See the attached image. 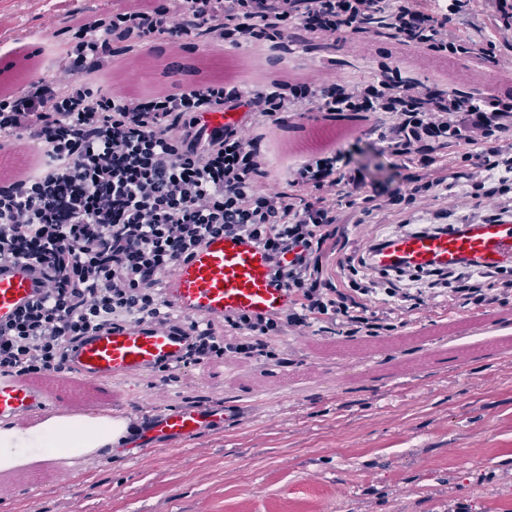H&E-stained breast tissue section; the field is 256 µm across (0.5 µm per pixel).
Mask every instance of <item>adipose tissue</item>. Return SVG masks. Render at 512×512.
I'll return each mask as SVG.
<instances>
[{
  "label": "adipose tissue",
  "instance_id": "ef3b65f1",
  "mask_svg": "<svg viewBox=\"0 0 512 512\" xmlns=\"http://www.w3.org/2000/svg\"><path fill=\"white\" fill-rule=\"evenodd\" d=\"M129 422L109 414L55 413L35 425H0V469L21 466L67 450L78 457L127 439Z\"/></svg>",
  "mask_w": 512,
  "mask_h": 512
}]
</instances>
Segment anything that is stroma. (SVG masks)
Listing matches in <instances>:
<instances>
[{"label":"stroma","mask_w":512,"mask_h":512,"mask_svg":"<svg viewBox=\"0 0 512 512\" xmlns=\"http://www.w3.org/2000/svg\"><path fill=\"white\" fill-rule=\"evenodd\" d=\"M124 0H0V73L39 61L52 80L51 51L72 38L71 13L120 9ZM371 53L343 58L336 78L368 81L392 49L371 37ZM367 191L403 186L407 173L369 130L339 141ZM346 251L399 224H476L498 202L459 185L415 214L346 208ZM387 307L401 329L351 360L316 347V336L285 332L284 364L254 373L229 367L178 370L177 382L149 376L117 381L114 416L141 426L157 408L198 396L238 411L237 425L204 427L182 445L92 453L62 485L47 474L0 492V512H512V303L452 307L447 297L407 311Z\"/></svg>","instance_id":"obj_1"}]
</instances>
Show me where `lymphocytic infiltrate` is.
Segmentation results:
<instances>
[{
	"mask_svg": "<svg viewBox=\"0 0 512 512\" xmlns=\"http://www.w3.org/2000/svg\"><path fill=\"white\" fill-rule=\"evenodd\" d=\"M474 13L472 0H440L429 12L412 0H128L116 12L73 11L75 41L54 80L0 96V261L31 262L48 285L39 303L0 329V375L56 374L69 350L105 325L168 319L158 276L213 234L243 232L262 243L297 303L284 318L195 326L185 369L278 360L274 337L316 323L326 326L325 348L372 345L398 331L375 304L381 294L410 311L440 293L462 307L511 302L512 279L499 267L465 260L448 270H379L371 256L390 245L387 236L341 253L342 215L326 200L337 189L348 207L402 214L459 180L474 198L512 195V96L487 92L477 69L468 91L447 88L450 61L486 53L450 29L454 16ZM197 34L228 54L295 44L358 56L370 35L390 39L396 54L367 82L323 78L336 64L329 56L320 72L286 67L256 82L145 81L116 94L92 79L118 65L145 71L135 48ZM423 61L442 67L443 87L408 77ZM215 105L245 110L257 134L228 129L201 140L197 116ZM288 112L361 121L385 113L377 138L410 167L404 188L363 195L362 173L345 171L343 154L330 149L299 155L288 189L261 192L270 176L263 132ZM449 147L455 154L442 161Z\"/></svg>",
	"mask_w": 512,
	"mask_h": 512,
	"instance_id": "obj_1",
	"label": "lymphocytic infiltrate"
}]
</instances>
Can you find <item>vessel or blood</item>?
Listing matches in <instances>:
<instances>
[{"instance_id":"1","label":"vessel or blood","mask_w":512,"mask_h":512,"mask_svg":"<svg viewBox=\"0 0 512 512\" xmlns=\"http://www.w3.org/2000/svg\"><path fill=\"white\" fill-rule=\"evenodd\" d=\"M245 126L243 113L220 108L200 113L197 122L205 138ZM356 131L353 124L314 121L306 138L290 140L289 145L295 152H310ZM467 257L485 266L511 263L512 221H484L462 233L404 232L375 255L374 263L381 269L402 263L413 268L451 267ZM158 286L170 312L168 320L104 326L70 351L63 375L0 376V419L19 421L59 404L80 411L102 410L120 399L109 388L112 380L154 374L178 364L190 342V323L219 328L228 317H283L295 304L270 253L244 233L205 237L189 255L174 261ZM46 291L45 279L26 263L0 264V325L12 322ZM226 417L218 409L204 414L164 408L152 416L144 436L148 445L172 446L195 436L205 423Z\"/></svg>"}]
</instances>
